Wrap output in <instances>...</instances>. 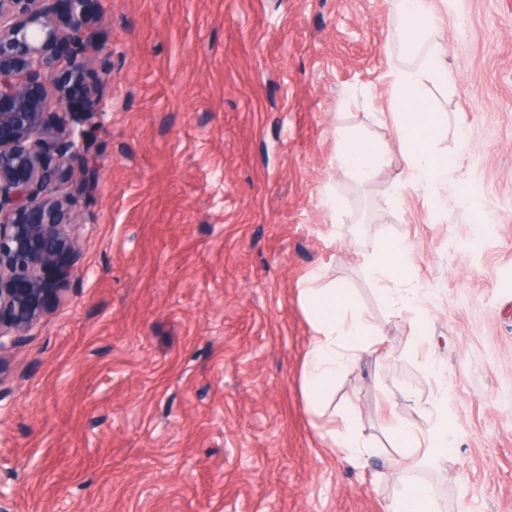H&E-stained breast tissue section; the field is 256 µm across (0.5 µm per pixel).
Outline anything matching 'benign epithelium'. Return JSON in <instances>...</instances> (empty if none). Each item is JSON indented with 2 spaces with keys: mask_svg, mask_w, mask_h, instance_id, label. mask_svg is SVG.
<instances>
[{
  "mask_svg": "<svg viewBox=\"0 0 512 512\" xmlns=\"http://www.w3.org/2000/svg\"><path fill=\"white\" fill-rule=\"evenodd\" d=\"M69 12L59 26L46 0H0V352L14 348L39 311L49 291L45 269L55 267V280L77 274L57 263L63 251L74 252L78 239L69 222L75 205L65 191L67 170L52 168L44 157L77 152L92 137L96 111L76 116L69 92L59 89L39 99L33 89L44 85L64 64L75 73L88 63L84 56L85 0H68Z\"/></svg>",
  "mask_w": 512,
  "mask_h": 512,
  "instance_id": "7a95c632",
  "label": "benign epithelium"
}]
</instances>
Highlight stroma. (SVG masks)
Here are the masks:
<instances>
[{"mask_svg":"<svg viewBox=\"0 0 512 512\" xmlns=\"http://www.w3.org/2000/svg\"><path fill=\"white\" fill-rule=\"evenodd\" d=\"M90 62L54 82L102 126L66 188L79 276L0 354L6 512H512V0H433L406 46L397 0H87ZM440 56L447 183L407 178L393 75ZM383 147L362 181L338 132ZM497 213L476 237L469 202ZM480 243L471 253L460 246ZM399 243L420 310L368 265ZM304 288H339L380 337L318 414L302 386ZM424 336H417L415 317ZM447 455L398 473L396 423ZM368 450L332 432L347 411ZM446 406L444 397H439L431 403V411L437 414L435 425L424 433L411 426L402 425L398 428L399 446L402 448L400 457L394 460L396 468H401L408 459L419 457H434L440 449L452 448L453 440L448 430V422L442 419L443 409ZM432 492L426 485H418L397 498L389 511L391 512H430Z\"/></svg>","mask_w":512,"mask_h":512,"instance_id":"obj_1","label":"stroma"}]
</instances>
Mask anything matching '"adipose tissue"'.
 Returning <instances> with one entry per match:
<instances>
[{"label": "adipose tissue", "instance_id": "1", "mask_svg": "<svg viewBox=\"0 0 512 512\" xmlns=\"http://www.w3.org/2000/svg\"><path fill=\"white\" fill-rule=\"evenodd\" d=\"M451 79V73L434 58L417 70L395 73L392 81L397 105L396 132L406 148L410 178L422 185L448 179L452 172L447 158L436 156L428 148L442 123L431 90L448 84ZM339 153L350 174L362 180L379 162L382 150L375 144L344 135L339 139ZM303 298L311 308L315 334L305 355L302 380L311 403L315 404L325 394L328 383L336 374L356 364L370 342L367 328L345 317L348 302L344 294L332 288H309ZM445 406L446 401L441 397L432 402L431 410L438 419L429 431L422 432L408 425L399 427L401 454L394 461L395 467H402L405 460L433 457L439 450L452 447V434L441 418Z\"/></svg>", "mask_w": 512, "mask_h": 512}]
</instances>
